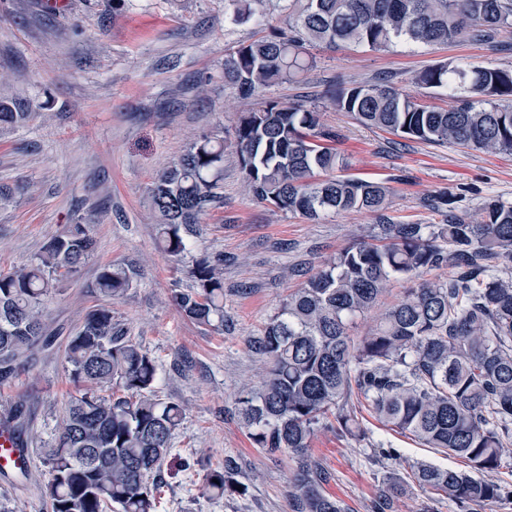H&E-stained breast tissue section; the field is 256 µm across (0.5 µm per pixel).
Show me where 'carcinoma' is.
Returning <instances> with one entry per match:
<instances>
[{
	"label": "carcinoma",
	"instance_id": "carcinoma-1",
	"mask_svg": "<svg viewBox=\"0 0 512 512\" xmlns=\"http://www.w3.org/2000/svg\"><path fill=\"white\" fill-rule=\"evenodd\" d=\"M269 0H227L231 23L265 22ZM286 27L241 43L224 57V84L249 101L235 126L244 189L282 211L317 220L329 212L385 209L380 182L335 174L341 162L315 108L266 96L313 65L306 44L387 50L446 45L467 37L494 46L512 28V0H281ZM414 83L446 88L454 104L435 110L393 87L386 78L368 85H336L332 104L367 128L404 139L512 155V70L440 64ZM31 113L0 99V131L24 126ZM224 141L201 136L150 188L159 217L158 242L173 257L189 252L201 216L222 199ZM387 243L360 239L343 249L286 300L249 345L266 362L257 387H243L238 416L254 447L288 453L294 463L288 497L292 512H346L327 494L326 473L308 456L322 429L354 439L364 431L348 399L357 393L383 426L427 448L468 461L458 471L428 463L413 466L421 489L456 503L462 512L512 499V484L485 472L512 457V277L494 271L512 263V203L490 199L480 221L451 217L446 224L383 225ZM94 251L88 225L70 224L31 263L0 272V384L39 355L64 347L69 399L50 442L40 449L47 469L50 512H157L163 461L185 415L159 398L158 364L101 305L88 311L64 343L45 327L47 300L64 280L77 278ZM451 265L446 280L407 289L358 343L350 329L394 279L412 280ZM224 259L201 256L189 270L194 286L173 290L189 319L224 327ZM129 269L100 268L95 291L122 297ZM117 388L120 395L107 394ZM24 401L0 412V429L26 448ZM236 466L209 469L202 494L222 499L238 492ZM404 487L387 479L372 512H394Z\"/></svg>",
	"mask_w": 512,
	"mask_h": 512
}]
</instances>
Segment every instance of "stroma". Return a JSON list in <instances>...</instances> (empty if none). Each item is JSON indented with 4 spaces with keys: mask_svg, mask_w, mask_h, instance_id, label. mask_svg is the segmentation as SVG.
<instances>
[{
    "mask_svg": "<svg viewBox=\"0 0 512 512\" xmlns=\"http://www.w3.org/2000/svg\"><path fill=\"white\" fill-rule=\"evenodd\" d=\"M224 3L66 0L52 11L44 0H0V93L25 101L32 114L25 126L0 138V186H28L0 207V272L28 264L66 225L89 224L94 254L81 276L47 304L48 327L67 333L104 302L93 290L101 266L132 269L131 288L109 303L112 316L156 359L160 397L186 409L162 466L166 487L157 512H291L292 462L255 448L236 413L243 384L262 381L264 362L249 348V337L342 249L363 236L381 240V218L444 224L453 212L475 221L487 200L512 202V155L410 141L361 126L330 102L337 80L365 83L388 75L401 92L449 107L445 91L417 87L414 76L451 61L510 70L512 29L500 33L494 48L472 42L378 52L306 47L312 68L270 94L289 105H317L324 125L339 135L342 174L385 183L387 209L381 217L365 210L330 212L312 223L253 200L243 190L234 147L245 102L224 84V56L268 26H283L284 16L273 12L264 26L233 25L224 20ZM203 134L224 142V201L202 216L190 257L178 260L157 245L149 189ZM441 195L453 199V211L431 208ZM203 255L224 260V330L188 320L171 299L172 289L192 287L187 270ZM75 393L58 351L0 385V407L25 400L33 430L48 441ZM351 405L363 420L364 437L324 430L310 444L311 460L330 475L327 494L349 512H371L385 476L394 472L408 483L394 512L427 506L459 512L450 500L430 499L409 478L417 462L463 470L464 459L389 430L369 417L362 398ZM380 440L398 456L378 455ZM228 458L244 493L203 497L207 469ZM47 481L37 456L27 476L0 475V494L16 512H43Z\"/></svg>",
    "mask_w": 512,
    "mask_h": 512,
    "instance_id": "1",
    "label": "stroma"
}]
</instances>
